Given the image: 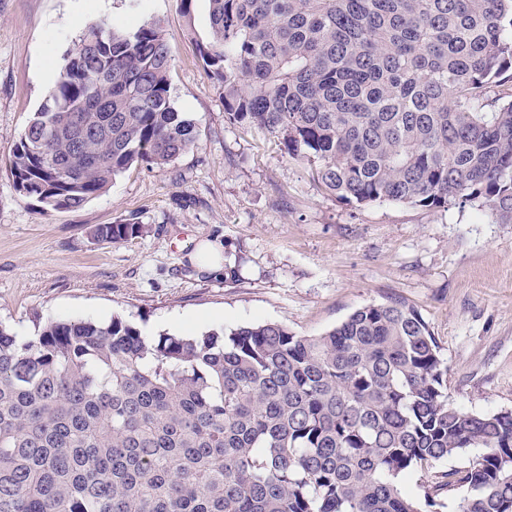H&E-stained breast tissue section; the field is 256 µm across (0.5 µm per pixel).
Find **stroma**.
Returning a JSON list of instances; mask_svg holds the SVG:
<instances>
[{"label": "stroma", "instance_id": "1", "mask_svg": "<svg viewBox=\"0 0 512 512\" xmlns=\"http://www.w3.org/2000/svg\"><path fill=\"white\" fill-rule=\"evenodd\" d=\"M194 17L187 26L175 0H0V325L30 336L50 317L118 315L151 336L270 321L317 336L359 307L398 300L441 347L449 405L512 411V224L470 206L357 207L326 191L315 164L225 119L223 89L195 49L208 35L206 0ZM147 18L163 25L172 96L194 122L196 147L161 168L132 166L78 209H43L13 184L16 142L85 26ZM118 222L144 232L121 243L94 237ZM198 240L236 251L237 274L193 263ZM478 455L414 471L405 488L424 497Z\"/></svg>", "mask_w": 512, "mask_h": 512}]
</instances>
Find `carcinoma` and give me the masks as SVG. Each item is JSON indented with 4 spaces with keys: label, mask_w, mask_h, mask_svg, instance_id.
Wrapping results in <instances>:
<instances>
[{
    "label": "carcinoma",
    "mask_w": 512,
    "mask_h": 512,
    "mask_svg": "<svg viewBox=\"0 0 512 512\" xmlns=\"http://www.w3.org/2000/svg\"><path fill=\"white\" fill-rule=\"evenodd\" d=\"M195 40L224 115L281 140L358 206H477L512 224V0H208ZM160 22L88 24L13 151L16 190L78 208L133 164L196 147ZM140 224L99 226L124 242ZM421 314L358 308L150 337L118 317L0 325V512H441L405 477L469 448L456 512H512V411L448 404Z\"/></svg>",
    "instance_id": "carcinoma-1"
}]
</instances>
